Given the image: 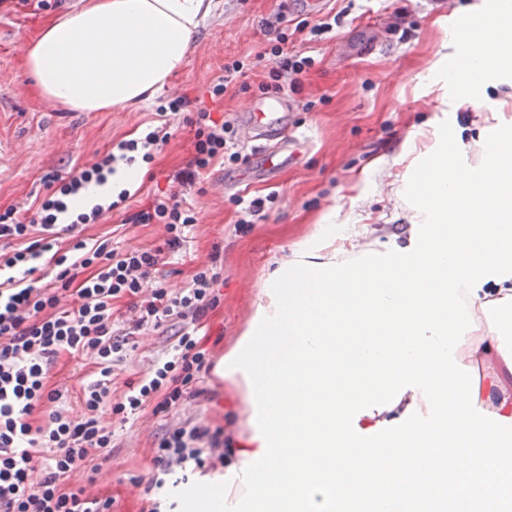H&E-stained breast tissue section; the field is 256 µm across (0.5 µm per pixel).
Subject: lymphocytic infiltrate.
I'll return each instance as SVG.
<instances>
[{"label":"lymphocytic infiltrate","instance_id":"obj_1","mask_svg":"<svg viewBox=\"0 0 512 512\" xmlns=\"http://www.w3.org/2000/svg\"><path fill=\"white\" fill-rule=\"evenodd\" d=\"M287 15L264 21L275 36L267 50L271 65L261 93H300L301 76L315 60L285 52L282 30ZM189 104L177 97L158 107L156 118L134 139L113 143L77 174L45 175L47 195L37 206H11L0 211V512H112L111 497L71 488L66 480L90 461L112 453V427L100 416L103 406L129 417L145 409L169 411L185 397L198 395V384L211 364L198 347L196 331L216 303L220 279L218 254L200 268L189 285L177 291L150 287L165 254L177 253L197 222L193 209L177 194L158 199L132 217L136 224L163 225L166 238L157 248L112 246L76 236L77 226L95 224L105 209H117L130 197L121 189L109 205L77 208L73 202L88 186L107 184L120 165L152 162L154 152L172 136L170 118ZM193 153L178 175L191 183L218 161L238 163L237 132L231 122L213 120L209 109L196 110ZM68 235L65 247L52 238ZM55 269L42 281V263ZM128 300L131 315L114 323V304ZM175 327L177 340L169 360L157 362L138 382L128 383L120 399L112 397V375L126 357L135 336L163 325ZM89 361L94 380L81 386V411L71 416L66 394L51 385L50 373L62 356ZM45 408L46 422L34 411ZM224 447L223 428L187 423L168 431L155 448V471L148 479L141 512H161L153 492L187 483L190 474L207 469L206 452Z\"/></svg>","mask_w":512,"mask_h":512}]
</instances>
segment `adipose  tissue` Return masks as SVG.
Wrapping results in <instances>:
<instances>
[{
  "instance_id": "adipose-tissue-1",
  "label": "adipose tissue",
  "mask_w": 512,
  "mask_h": 512,
  "mask_svg": "<svg viewBox=\"0 0 512 512\" xmlns=\"http://www.w3.org/2000/svg\"><path fill=\"white\" fill-rule=\"evenodd\" d=\"M212 0H85L23 49L37 91L55 105L105 112L161 90L187 58ZM490 25L501 49L460 35L448 79L481 104L493 73L512 68V0ZM477 164L462 166L453 136L400 176L413 210L407 244L336 247V216L322 217L271 271L255 311L216 376L241 392V486L255 512H352L360 488L382 492L367 512H420L423 497H452L459 512L512 498V122L485 125ZM452 373L453 386L436 373ZM458 403L492 449L448 452L425 439ZM389 431L381 466L349 457ZM326 459L315 469L309 449ZM448 463L453 484L422 487ZM223 473L183 488L180 512H224Z\"/></svg>"
}]
</instances>
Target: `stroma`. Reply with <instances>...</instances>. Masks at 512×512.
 <instances>
[{
    "label": "stroma",
    "instance_id": "stroma-1",
    "mask_svg": "<svg viewBox=\"0 0 512 512\" xmlns=\"http://www.w3.org/2000/svg\"><path fill=\"white\" fill-rule=\"evenodd\" d=\"M80 0H61L52 9L30 14L0 11V208L32 203L46 194V173L75 174L109 149L113 142L137 137L157 106L171 94L189 98L191 105L174 116V134L147 165L141 189L126 207L104 213L99 223L80 225L79 235L114 239L123 247L163 245L162 225L133 224L130 216L153 198L173 192L190 204L198 221L188 233L185 253L159 266L153 283L170 289L185 287L196 268L213 250L221 252V278L216 305L202 320L200 346L209 362H217L240 339L255 309L262 279L274 261L289 255L295 243L313 229L317 219L332 212L337 223L349 225L350 244L390 240L406 242L409 222L394 189L397 174L412 161L402 152L408 140L428 145L441 142L448 131L461 129L463 142L476 139L473 111L448 82V58L454 51L455 20L490 11L489 0H456L447 13L443 0H329L330 13L346 10L342 24L320 38L309 32L288 35L286 50L311 56L313 69L303 78L288 122L307 138L297 156L274 173L250 143L240 141V163L214 166L192 185L175 176L191 151L193 109L208 101L210 86L224 74L225 63L254 55L268 43L261 22L281 13L280 0H214L202 22L187 62L166 87L145 102L109 112L66 111L40 98L22 66V50L50 19L78 8ZM407 9V39L384 32L375 53L350 55L341 40L361 41L365 23L373 17L391 23ZM266 62L254 61L244 75L234 76L226 96L214 108V119L243 129L245 116L259 98ZM394 158L391 170L375 173L373 162ZM263 198L264 216L239 224V197ZM136 347L114 372L113 390L122 394L126 382L141 378L165 359L175 338L169 327L150 329L135 339ZM205 393L185 398L166 413L145 410L128 421L102 408L111 424L115 446L94 468L75 472L72 485L112 496V512H140L143 493L133 488L154 470V448L168 429L184 422H201L224 430L225 464L236 460L231 448L241 431L236 390L207 376Z\"/></svg>",
    "mask_w": 512,
    "mask_h": 512
}]
</instances>
